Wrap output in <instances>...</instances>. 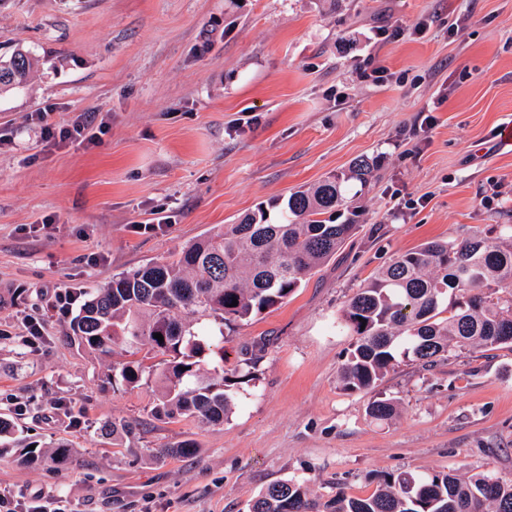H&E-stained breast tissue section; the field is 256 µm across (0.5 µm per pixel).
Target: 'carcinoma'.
<instances>
[{
  "instance_id": "cac0c4a2",
  "label": "carcinoma",
  "mask_w": 512,
  "mask_h": 512,
  "mask_svg": "<svg viewBox=\"0 0 512 512\" xmlns=\"http://www.w3.org/2000/svg\"><path fill=\"white\" fill-rule=\"evenodd\" d=\"M39 65L31 51L16 48L0 58V93L26 84ZM376 162L358 159L348 171L291 193L281 222L271 224L260 208L209 236L185 245L172 259L112 276L85 300L69 323L68 336L98 355L120 348L138 360L112 361V383L135 389L156 384L151 412L166 419L188 418L220 425L234 403L224 359L204 368L211 336L193 320L224 329L284 303L305 277L335 256L359 227L347 204L345 185L367 184ZM512 235L493 239L429 241L383 266L351 297L342 319L353 336L340 373L347 391L375 388L396 362L397 350L423 365L451 352L512 345ZM238 305L231 306L232 300ZM160 333L164 341L154 338ZM245 377L254 379L263 348L241 351ZM397 402L377 398L367 414L388 421ZM197 451L183 440L152 456H188ZM44 447L21 448V460L36 465ZM248 512H512V480L486 474L409 472L378 476L366 498L340 488L325 501L310 497L295 480L269 484Z\"/></svg>"
}]
</instances>
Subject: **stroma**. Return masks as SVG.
Returning <instances> with one entry per match:
<instances>
[{
  "label": "stroma",
  "instance_id": "35a3bbf8",
  "mask_svg": "<svg viewBox=\"0 0 512 512\" xmlns=\"http://www.w3.org/2000/svg\"><path fill=\"white\" fill-rule=\"evenodd\" d=\"M18 44L40 65L0 95V415L16 423L0 436V486L76 512H246L279 480L364 498L384 472L512 479V347L430 367L401 356L375 390L339 379L342 311L380 268L512 225L499 136L512 121V0H0V54ZM366 61L382 80L359 78ZM85 112L96 143L46 137ZM362 157L377 167L347 188L358 232L288 301L213 343L229 373L242 344L267 343L256 380L231 385L224 424L154 417L150 389L113 387L111 358L70 343L56 290L104 286L260 208L279 222L291 192ZM30 320L34 350L21 342ZM379 394L398 417L368 416ZM115 418L139 422L140 440L102 435ZM186 439L195 455H149ZM24 440L66 456L20 463Z\"/></svg>",
  "mask_w": 512,
  "mask_h": 512
}]
</instances>
